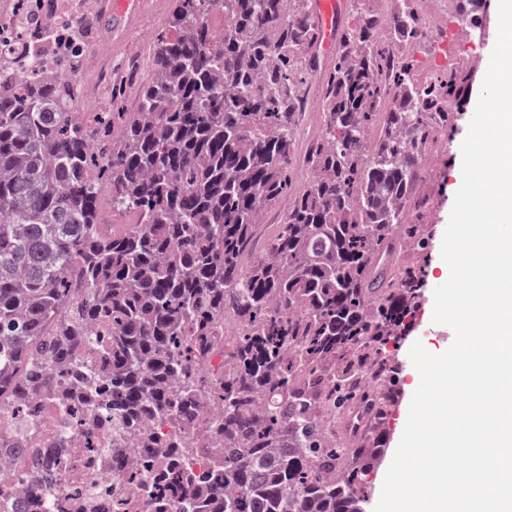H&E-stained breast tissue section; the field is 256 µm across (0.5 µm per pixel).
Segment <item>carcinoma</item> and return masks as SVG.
I'll return each mask as SVG.
<instances>
[{"mask_svg":"<svg viewBox=\"0 0 512 512\" xmlns=\"http://www.w3.org/2000/svg\"><path fill=\"white\" fill-rule=\"evenodd\" d=\"M173 2L132 112L86 111L68 79L78 20L31 58L53 76L7 81L0 65V397L26 424L0 448L27 443L47 401L69 420L112 415L114 455L144 449L91 496L59 490L89 431L41 449L33 494L53 512H367L384 435L343 448L336 420L369 371L396 391L387 345L421 275L385 248L397 228L421 243V147L455 119L468 77L458 64L413 84L416 0H397L385 38L356 9L322 73L312 0ZM455 20L480 22L464 5ZM316 74L324 125L300 149ZM297 160L313 173L300 192ZM150 416L210 447L155 442Z\"/></svg>","mask_w":512,"mask_h":512,"instance_id":"1","label":"carcinoma"}]
</instances>
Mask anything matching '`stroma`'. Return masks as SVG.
<instances>
[{
	"label": "stroma",
	"mask_w": 512,
	"mask_h": 512,
	"mask_svg": "<svg viewBox=\"0 0 512 512\" xmlns=\"http://www.w3.org/2000/svg\"><path fill=\"white\" fill-rule=\"evenodd\" d=\"M147 10L132 23L120 20L112 13V0H84L82 6H74L72 0H63L65 9L71 10L74 17L83 14L97 16L98 22L88 30L84 44L87 64L83 65L73 79L82 90L88 91L91 99L97 100L98 111L107 112L112 102L106 84L101 83L103 71L115 73L126 70L130 57L147 62L152 48V36L165 27L172 11L171 0H147ZM432 11L444 15L445 24L439 31L425 33L418 43L424 54H436L447 49L449 63H456L458 56L471 60L468 70L469 86L463 102V110L453 127L442 133L445 146L440 149L435 164L424 165L416 186L419 195L429 197L431 208L424 215L426 249L419 250L403 242L401 235H394L392 248L397 265L416 266L424 273V285L410 316L408 328L403 335L389 344L390 354L398 359L401 371L391 414L384 427L387 450L382 460L376 464L369 476L371 501H378L382 476L392 460L393 449L402 435L406 424L410 399L416 389L413 382L415 368L409 351L414 343L422 345L431 353L444 352L452 344L453 331L446 326L432 322L434 287L441 281L439 266L441 241L449 222L454 197L462 183L461 144L467 134L470 112L475 108L481 84L489 63L490 52L495 44L494 31L498 16L494 4H487L485 23L489 31L485 39H470L452 23L453 5L451 0H433Z\"/></svg>",
	"instance_id": "obj_1"
}]
</instances>
